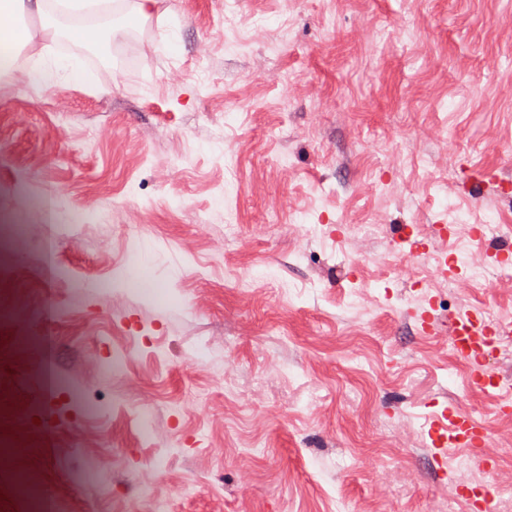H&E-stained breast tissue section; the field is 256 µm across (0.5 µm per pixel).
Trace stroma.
<instances>
[{"instance_id":"35a3bbf8","label":"stroma","mask_w":512,"mask_h":512,"mask_svg":"<svg viewBox=\"0 0 512 512\" xmlns=\"http://www.w3.org/2000/svg\"><path fill=\"white\" fill-rule=\"evenodd\" d=\"M125 17L101 16L107 53L29 18L0 74V223L25 242L0 244V512H21L16 476L59 512H471L459 473L512 512V414L448 342L458 311L512 314V283L472 280L512 245V0ZM59 54L81 79L30 87ZM467 171L498 191L474 197ZM478 224L498 234L459 280L414 287ZM48 327L50 351L19 350ZM448 408L491 433V466L434 447Z\"/></svg>"}]
</instances>
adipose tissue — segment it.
<instances>
[{"label":"adipose tissue","mask_w":512,"mask_h":512,"mask_svg":"<svg viewBox=\"0 0 512 512\" xmlns=\"http://www.w3.org/2000/svg\"><path fill=\"white\" fill-rule=\"evenodd\" d=\"M27 17L39 18L43 30L50 34L65 33L75 43L98 45L103 37L102 28L95 19H88L79 26L59 29L54 18L45 11V0H0V46L21 48L28 45L32 35L22 21Z\"/></svg>","instance_id":"adipose-tissue-1"}]
</instances>
